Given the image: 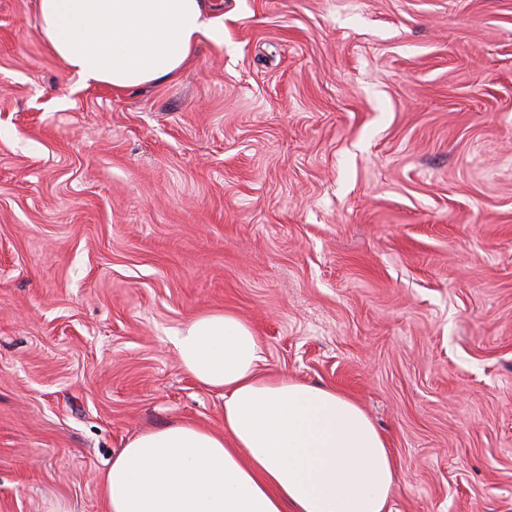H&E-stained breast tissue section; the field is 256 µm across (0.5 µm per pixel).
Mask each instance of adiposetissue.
I'll return each instance as SVG.
<instances>
[{
	"mask_svg": "<svg viewBox=\"0 0 512 512\" xmlns=\"http://www.w3.org/2000/svg\"><path fill=\"white\" fill-rule=\"evenodd\" d=\"M37 21L68 69L115 91L172 77L224 36L215 0H37ZM174 343L180 368L222 392L224 426L129 438L99 482L106 512H389L394 457L350 396L261 375V341L231 313L197 316Z\"/></svg>",
	"mask_w": 512,
	"mask_h": 512,
	"instance_id": "obj_1",
	"label": "adipose tissue"
}]
</instances>
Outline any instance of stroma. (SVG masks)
I'll use <instances>...</instances> for the list:
<instances>
[{
	"mask_svg": "<svg viewBox=\"0 0 512 512\" xmlns=\"http://www.w3.org/2000/svg\"><path fill=\"white\" fill-rule=\"evenodd\" d=\"M172 79L83 86L0 0V512H103L223 425L207 312L386 438L393 512H512V0H223Z\"/></svg>",
	"mask_w": 512,
	"mask_h": 512,
	"instance_id": "35a3bbf8",
	"label": "stroma"
}]
</instances>
